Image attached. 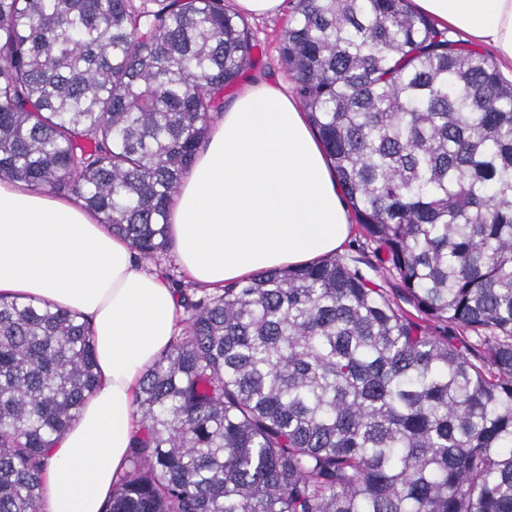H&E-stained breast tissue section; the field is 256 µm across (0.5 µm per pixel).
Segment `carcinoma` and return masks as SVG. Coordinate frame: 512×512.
Segmentation results:
<instances>
[{"label":"carcinoma","instance_id":"cac0c4a2","mask_svg":"<svg viewBox=\"0 0 512 512\" xmlns=\"http://www.w3.org/2000/svg\"><path fill=\"white\" fill-rule=\"evenodd\" d=\"M253 47L224 0H0V179L160 266ZM281 56L418 315L338 258L198 299L171 279L185 331L143 375L104 512H512V81L409 0H295ZM96 383L86 321L0 297V512H42L46 450Z\"/></svg>","mask_w":512,"mask_h":512}]
</instances>
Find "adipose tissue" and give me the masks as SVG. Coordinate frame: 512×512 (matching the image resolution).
Returning a JSON list of instances; mask_svg holds the SVG:
<instances>
[{
	"mask_svg": "<svg viewBox=\"0 0 512 512\" xmlns=\"http://www.w3.org/2000/svg\"><path fill=\"white\" fill-rule=\"evenodd\" d=\"M439 28L512 67V0H413ZM178 259L210 289L343 251L349 211L300 103L276 84L224 109L176 193ZM0 296L35 298L90 323L98 386L48 450L42 512H102L125 470L132 403L176 330L177 300L79 202L0 180Z\"/></svg>",
	"mask_w": 512,
	"mask_h": 512,
	"instance_id": "obj_1",
	"label": "adipose tissue"
}]
</instances>
